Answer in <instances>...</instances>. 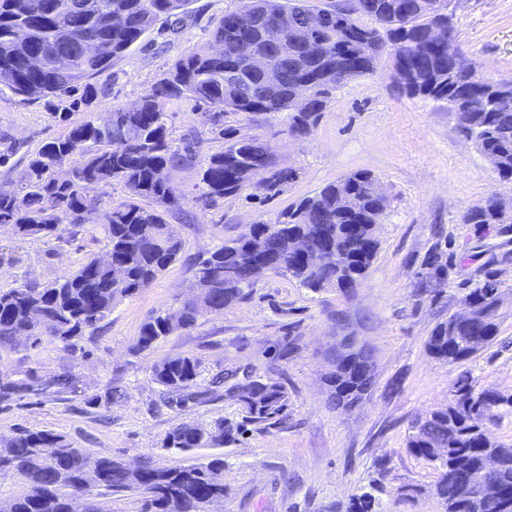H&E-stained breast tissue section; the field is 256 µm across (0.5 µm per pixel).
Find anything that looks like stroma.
<instances>
[{"label": "stroma", "instance_id": "stroma-1", "mask_svg": "<svg viewBox=\"0 0 512 512\" xmlns=\"http://www.w3.org/2000/svg\"><path fill=\"white\" fill-rule=\"evenodd\" d=\"M244 4L189 0L183 27L157 21L92 76L93 113L103 118L112 107L138 103L175 61L208 52L224 14ZM454 22L457 47L476 75L512 80V0H460ZM51 112L46 101L0 93V132L20 146L0 164V188L13 189L29 155L68 131ZM224 125L259 137L277 167L295 170L294 180L276 193L250 184L205 209L196 201L197 169L170 172L184 197L181 210L168 216L183 242L180 259L149 288L119 302L75 349L64 350L49 336L0 348V382L29 371L41 380L38 391L0 400V443L21 430H44L69 447L131 465L145 457L158 468L220 457L224 499L215 512H344L363 492L386 512H443L433 466L406 447L408 428L416 415L447 405L465 371L477 387L512 397V181L500 177L445 104L399 87L386 57L374 74L331 90L307 136L290 133L284 112H228ZM360 170L379 178L390 206L375 227V259L357 287L314 292L289 276L266 273L241 302L137 350L143 323L188 295L195 261ZM494 194L509 223H466V214ZM95 195L97 209L77 236L23 239L0 227V289L23 278L49 282L102 256L105 215L128 192L113 182ZM436 255L447 266L446 279L431 276ZM489 277L500 294L495 340L466 361L436 360L426 350L431 331L462 312L464 297ZM344 336L371 347L375 365L371 393L347 410L332 404L325 381ZM178 356L197 359L200 375L182 402L170 404L153 368ZM248 374L285 386L287 424H243L241 434L217 447H166L167 434L183 423H243L227 390ZM62 377L70 379L69 388L59 386Z\"/></svg>", "mask_w": 512, "mask_h": 512}]
</instances>
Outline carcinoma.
I'll list each match as a JSON object with an SVG mask.
<instances>
[{"instance_id":"obj_1","label":"carcinoma","mask_w":512,"mask_h":512,"mask_svg":"<svg viewBox=\"0 0 512 512\" xmlns=\"http://www.w3.org/2000/svg\"><path fill=\"white\" fill-rule=\"evenodd\" d=\"M188 0H0V92L7 89L26 100L56 99L69 102L59 120L70 111L90 108L97 96L89 79L123 55L159 19L171 18ZM314 8L307 0H248L243 9L224 15L214 32L222 55L190 54L177 60L167 76L157 81L139 103V132L125 147L114 145V135L126 124L129 113L112 108L110 120L94 115L71 126L68 132L45 143L30 155L18 185L9 197L0 196V224H11L23 238L60 237L61 225L78 233L87 215L96 210L91 195L100 185L120 181L130 197L106 213L103 229L112 261L124 267L125 278L116 281L110 268L92 258L71 274L47 284L24 280L0 289V347L17 344L18 332L36 317L43 319V335L73 350V339L94 331L114 305L150 287L175 263L182 241L165 214L182 208L183 196L168 178L176 169L200 167L202 207H214L224 197L238 193L244 174L271 155L269 147L254 136L224 128V114L289 113V130L307 135L316 125L332 84L317 88L307 111H291L296 84L320 76L324 62L351 34L376 39L379 51L362 70L353 61L343 64L342 82L374 73L390 45L401 57L407 87L414 97L443 102L448 108L461 100L481 97L486 105L458 113L461 130L475 142L498 174L512 178V81H484L475 77L466 58L452 57L428 37L433 19L421 0H350L341 10L319 9L323 28L309 41L288 39L301 15ZM372 18L375 25L359 21ZM247 40L270 56L281 71V92L263 94L264 74L248 66L238 52ZM236 73V83L225 84V73ZM82 90L79 98L73 93ZM183 97L205 106L202 124L209 133L225 140L224 150L199 164L201 132L191 131L179 141L167 132L161 112L164 103ZM70 179H58L57 170L73 157ZM377 179L368 171H356L330 183L312 196L282 211L272 224H255L250 234L224 241L195 268V287L200 302L185 307L182 324L172 326L167 312L153 314L142 325L137 349L196 325L206 314L222 311L243 300L253 286L247 279L256 256L249 235L265 237L267 251L280 254V233L304 234L310 249L319 245L321 233L333 243L330 259L319 264L290 258L285 273L313 291L346 290L364 279L377 254L379 242L372 225L388 209V199L375 192ZM350 194L355 209L343 211L337 198ZM468 224H499V204L490 198L465 216ZM487 279L470 291L479 309L478 328L485 344L497 335V297ZM473 326L453 320L441 322L431 332L428 352L435 358L457 363L476 350L471 345ZM339 357L341 371L328 377L332 401L338 408L359 403L372 389L363 349L348 343ZM155 380L168 393L179 396L199 376V364L190 357H175L154 367ZM252 385L257 398L244 397L240 388ZM35 391L29 378L0 384V397ZM240 405L245 423L282 425L288 420V394L271 379L247 377L229 389ZM512 408V398L490 389H477L469 376L454 383L453 398L444 408L427 413V420L412 421L407 447L437 471L435 494L444 512H501L494 504L477 500V488L490 481L512 495V446L491 439L481 421ZM235 426L219 422L212 428L183 424L167 436L170 448L219 446L233 438ZM224 460L206 464L158 469L145 461L137 472L110 457L92 456L79 448L67 449L63 439L48 431L23 430L0 448V476L18 475L26 490L9 500L0 512H68L70 498L85 494L87 512H112L100 498L113 492L142 494L140 512H203L206 503L224 497ZM372 494L354 496L346 512H381Z\"/></svg>"}]
</instances>
